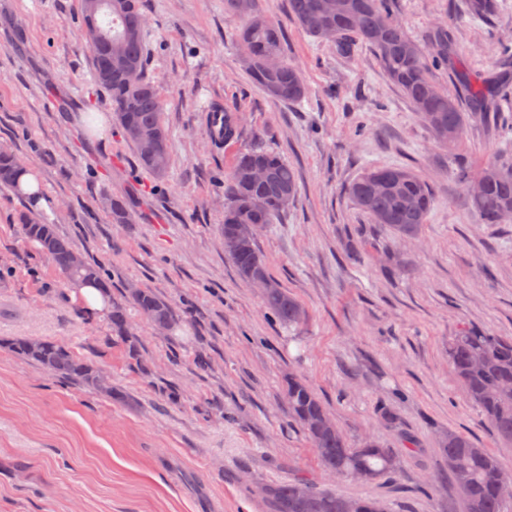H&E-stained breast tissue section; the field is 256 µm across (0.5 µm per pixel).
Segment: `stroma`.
Here are the masks:
<instances>
[{"label":"stroma","instance_id":"35a3bbf8","mask_svg":"<svg viewBox=\"0 0 512 512\" xmlns=\"http://www.w3.org/2000/svg\"><path fill=\"white\" fill-rule=\"evenodd\" d=\"M464 0H396L407 33L454 31L468 70L493 75L512 47V0L492 25L465 20ZM285 57L308 88L300 104L270 99L249 77L238 18L224 0H142L148 75L169 132L171 166L155 180L138 165L94 82L81 0H0V146L21 157L50 202L41 217L107 268L108 305L132 287L165 296L179 325L134 329L140 373L109 313L91 317L59 271L24 239L28 202L0 189V512H262L258 490L299 476L388 512H465L440 444L473 438L512 468L448 364V338L467 322L512 337V223L469 212L448 154L382 73L373 52L341 55L266 0ZM53 98L57 109L45 111ZM237 110L238 140L211 143L203 114ZM111 126L97 137L86 113ZM499 122L469 121L459 146L470 166L499 147ZM260 145L298 173L299 191L258 237L269 275L304 307L285 326L224 253V181ZM410 165L434 196L426 224L405 238L370 223L345 192L364 169ZM129 206L113 223L108 200ZM44 336L92 360L126 401L62 382L3 347ZM315 389L351 446L393 449V481L331 477L288 416L285 382Z\"/></svg>","mask_w":512,"mask_h":512}]
</instances>
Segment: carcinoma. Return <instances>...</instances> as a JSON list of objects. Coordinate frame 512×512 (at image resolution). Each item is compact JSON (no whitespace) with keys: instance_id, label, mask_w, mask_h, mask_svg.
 <instances>
[{"instance_id":"carcinoma-1","label":"carcinoma","mask_w":512,"mask_h":512,"mask_svg":"<svg viewBox=\"0 0 512 512\" xmlns=\"http://www.w3.org/2000/svg\"><path fill=\"white\" fill-rule=\"evenodd\" d=\"M354 8V16L343 12L324 15L320 0H288V15L308 35L336 42L341 54L349 56L356 45L370 47L387 79L396 86L412 109L427 125L436 143L448 149L457 181L483 183L478 194H467L469 211L480 224H507L512 221V150L504 148L491 160L473 170L457 149L468 117L486 116L489 109L507 99L512 89L506 84L476 76L466 69L456 72V81L467 88V105L442 89L429 69L448 62L453 39L438 28L426 43L437 46L434 54L424 53L423 43L411 38L396 22L390 0H344ZM140 0H112V10L95 17L83 14L91 36V67L97 85L112 98V106L125 139L134 149L139 165L163 178L171 164L169 135L155 85L147 75V32ZM500 10L498 0H466L464 15L473 21H489ZM224 12L241 19L238 41L244 50L249 76L273 100L296 104L307 94L299 71L288 64L283 51L280 26L261 7V0H224ZM112 35V54L99 38ZM266 178L253 179L256 169ZM22 172L19 159L8 150H0V186L14 188ZM298 191L294 168L274 151L262 147L244 150L237 156L224 182V241H230L240 224H258L265 228L275 223L293 202ZM354 205L373 224H383L403 236L418 233L427 222L433 197L426 179L412 166L393 165L365 169L346 188ZM112 220L129 221L126 202L109 200ZM18 222L24 238L40 246L71 283L87 281L105 291L110 279L104 267L85 260L73 261L78 252L61 237L55 225L46 223L27 210ZM239 274L251 282L255 277L269 278L267 264L253 238L237 249H224ZM264 305L279 322L291 326L302 323L306 312L302 305L275 281L264 295ZM129 306L146 321L164 324L172 330L179 315L160 294L149 288H132ZM112 334L132 341L134 332L127 308L116 305L110 318ZM10 351L36 368L75 385L122 401L125 394L111 386L103 389L98 368L88 358L50 338L16 336L3 341ZM448 361L472 403L481 409L497 438L512 444V339L477 327L461 324L448 338ZM288 412L309 438L326 472L354 475L368 480L391 478L398 469L389 465L396 453L375 442L353 448L339 429L323 426L325 407L306 379L290 376L286 380ZM448 469L461 494L467 512H512V501L500 497L494 482L501 461L479 447L470 437L453 431L441 442ZM467 483H460V471ZM267 512H344V504L355 505L356 512H384L374 500L338 496L298 477L260 489Z\"/></svg>"}]
</instances>
